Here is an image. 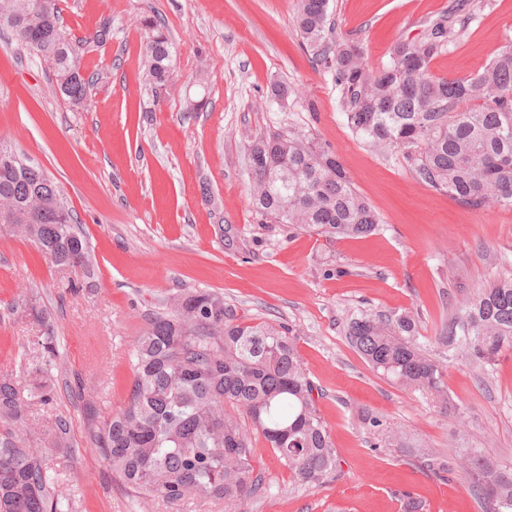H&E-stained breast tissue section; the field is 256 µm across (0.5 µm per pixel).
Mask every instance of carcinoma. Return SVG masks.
<instances>
[{"mask_svg":"<svg viewBox=\"0 0 512 512\" xmlns=\"http://www.w3.org/2000/svg\"><path fill=\"white\" fill-rule=\"evenodd\" d=\"M59 0H0V27L49 62L59 93L76 104L94 100L98 77L82 71L80 47L112 38L102 26L77 42L61 29ZM470 0L430 21L415 38L395 42L389 61L367 67L359 42L333 36L329 0H297L296 28L315 66L334 74L347 127L367 147L399 154L416 179L481 210L512 207V45L481 71L439 78L431 61L465 31ZM143 78L169 82L175 48L167 28L144 18ZM14 157L0 164V224H11L60 269L58 287L76 292L67 272L94 275L91 253L60 187L36 166ZM252 204L264 223L286 224L337 240L374 232L379 219L357 192L336 154L311 134L270 130L251 141ZM24 318L41 329L35 356L21 355L19 374H0V512H78L82 493H58L62 475L46 454L71 448L70 423L55 416L37 430L33 406L55 398L59 343L48 311L30 307ZM406 314H364L348 328L352 345L376 371L415 389L446 395L445 366L415 342ZM459 340L466 359L492 367L512 348V276L481 285L448 321L444 340ZM133 376L127 401L99 419L84 402L87 437L108 470L136 492L174 506L245 500L259 487L253 441L264 438L295 478L320 485L336 467V448L313 396L314 386L288 331L247 322L224 296L189 290L172 296L133 340ZM468 488L485 512H512V471L486 453L465 457Z\"/></svg>","mask_w":512,"mask_h":512,"instance_id":"carcinoma-1","label":"carcinoma"}]
</instances>
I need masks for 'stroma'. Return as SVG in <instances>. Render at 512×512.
Masks as SVG:
<instances>
[{"instance_id":"1","label":"stroma","mask_w":512,"mask_h":512,"mask_svg":"<svg viewBox=\"0 0 512 512\" xmlns=\"http://www.w3.org/2000/svg\"><path fill=\"white\" fill-rule=\"evenodd\" d=\"M456 0H330L334 33L360 42L369 68L387 63L398 39ZM466 31L430 68L441 77L482 70L512 42V0H483ZM296 0H60L70 37L112 28L82 57L101 74L94 103L70 105L51 66L0 32V145L24 154L64 191L88 238L96 275L60 294L56 266L34 243L0 224V372L17 369L38 329L17 317L46 309L60 341L56 400L35 413L71 425V450L49 459L84 492L81 512H176L135 493L90 449L83 401L102 416L125 401L132 343L175 293H220L238 317L289 329L312 381L337 466L317 487L296 481L263 438L253 464L257 495L188 504L177 512H401L404 495L423 512H483L461 471L430 465L478 448L512 469V351L490 369L467 362L439 337L472 288L512 275V208L474 211L418 181L398 155H382L348 129L332 74L318 70L295 22ZM172 37V79L142 77L138 18ZM303 86L305 98L272 101L273 84ZM205 108L190 111L193 101ZM299 128L334 151L380 219L370 235L334 242L260 223L252 207L248 149L271 128ZM411 315L415 339L446 366L459 404L374 371L352 346L348 325L363 314ZM378 417L371 429L360 412Z\"/></svg>"}]
</instances>
